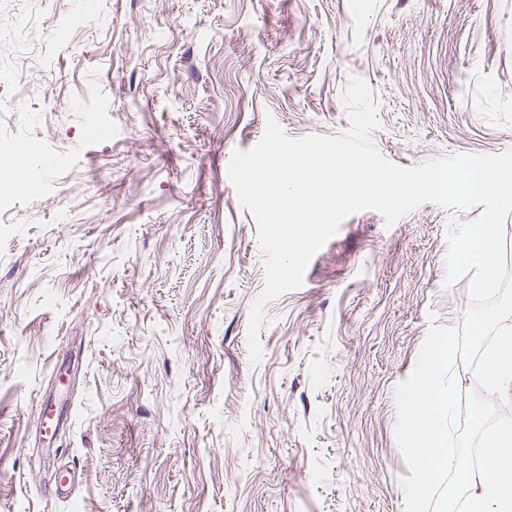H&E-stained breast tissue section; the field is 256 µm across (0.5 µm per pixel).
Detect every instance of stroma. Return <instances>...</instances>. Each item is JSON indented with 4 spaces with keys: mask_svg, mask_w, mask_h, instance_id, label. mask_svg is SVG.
Returning a JSON list of instances; mask_svg holds the SVG:
<instances>
[{
    "mask_svg": "<svg viewBox=\"0 0 512 512\" xmlns=\"http://www.w3.org/2000/svg\"><path fill=\"white\" fill-rule=\"evenodd\" d=\"M77 2L0 0V31ZM64 39L29 93L0 87V137L58 160L0 218V512H405L395 390L463 322L446 232L483 205L350 216L267 304L254 363L264 255L227 168L270 115L345 131L352 75L395 165L512 150V0H106Z\"/></svg>",
    "mask_w": 512,
    "mask_h": 512,
    "instance_id": "stroma-1",
    "label": "stroma"
}]
</instances>
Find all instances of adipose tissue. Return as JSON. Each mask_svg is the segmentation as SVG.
<instances>
[{
    "label": "adipose tissue",
    "mask_w": 512,
    "mask_h": 512,
    "mask_svg": "<svg viewBox=\"0 0 512 512\" xmlns=\"http://www.w3.org/2000/svg\"><path fill=\"white\" fill-rule=\"evenodd\" d=\"M486 468L468 473L472 512H512V426L501 427L488 450Z\"/></svg>",
    "instance_id": "adipose-tissue-1"
}]
</instances>
